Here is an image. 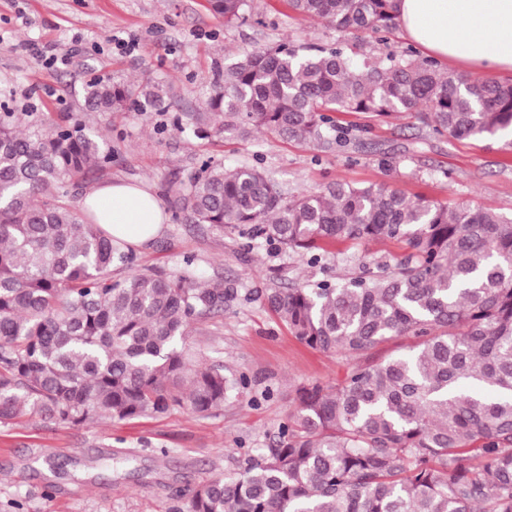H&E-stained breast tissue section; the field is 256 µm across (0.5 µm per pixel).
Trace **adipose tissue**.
Returning a JSON list of instances; mask_svg holds the SVG:
<instances>
[{
  "label": "adipose tissue",
  "mask_w": 512,
  "mask_h": 512,
  "mask_svg": "<svg viewBox=\"0 0 512 512\" xmlns=\"http://www.w3.org/2000/svg\"><path fill=\"white\" fill-rule=\"evenodd\" d=\"M405 39L426 57L454 62L469 76L512 73V0H394ZM85 213L117 245L146 249L167 221L162 201L145 184L120 180L90 188Z\"/></svg>",
  "instance_id": "1"
}]
</instances>
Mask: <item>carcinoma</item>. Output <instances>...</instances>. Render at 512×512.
Here are the masks:
<instances>
[{
	"instance_id": "obj_1",
	"label": "carcinoma",
	"mask_w": 512,
	"mask_h": 512,
	"mask_svg": "<svg viewBox=\"0 0 512 512\" xmlns=\"http://www.w3.org/2000/svg\"><path fill=\"white\" fill-rule=\"evenodd\" d=\"M345 36L380 41L393 0H287ZM228 24L251 0H210ZM91 112L164 96L150 81L87 84ZM335 112H413L437 139L512 130V83L470 79L405 47L383 55L282 42L240 54L188 119L249 139L267 131L325 151L356 140ZM106 139L46 116L0 113V423L78 428L220 409L246 385L187 348L195 326L236 290L191 266L141 268L134 250L65 201L73 178L110 163ZM192 224L318 263L336 242L393 239L404 253L365 257L359 273L265 288L260 297L305 345L355 361L334 386L312 383L278 439L232 479L193 489L188 512H512V218L413 199L386 184L330 182L286 196L255 166L210 160L177 201ZM124 276L115 279L113 271ZM401 336L408 351L380 356Z\"/></svg>"
}]
</instances>
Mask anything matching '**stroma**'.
<instances>
[{
	"mask_svg": "<svg viewBox=\"0 0 512 512\" xmlns=\"http://www.w3.org/2000/svg\"><path fill=\"white\" fill-rule=\"evenodd\" d=\"M257 21L225 24L207 0H0V105L29 112H70L109 138L112 162L70 181L71 205L90 187L114 178L146 183L169 219L136 254L143 268L178 271L193 258L218 274L237 297L221 316L198 325L193 350L223 363L250 384L223 408L197 415L175 408L159 416L103 421L80 428L21 418L0 424V512H186L184 489L213 476L234 475L244 454L269 446L295 408L301 384L341 381L353 365L296 339L256 295L273 278L319 281L354 272L355 258L401 253L394 240L336 245L311 266L291 253L247 246L236 232L199 229L176 217L180 181L201 159L256 165L283 191L297 193L341 180L385 183L407 196L491 208L512 214V134L480 140L428 137L413 113L367 124L340 112L344 125H370L362 149L324 152L260 132L242 141L229 134L199 138L180 131L174 116L200 112L225 64L241 51L293 40L335 42L336 30L294 15L285 0H252ZM133 82L144 77L171 90L166 111L101 114L85 107L95 77ZM390 157L391 167L380 164Z\"/></svg>",
	"mask_w": 512,
	"mask_h": 512,
	"instance_id": "stroma-1",
	"label": "stroma"
}]
</instances>
